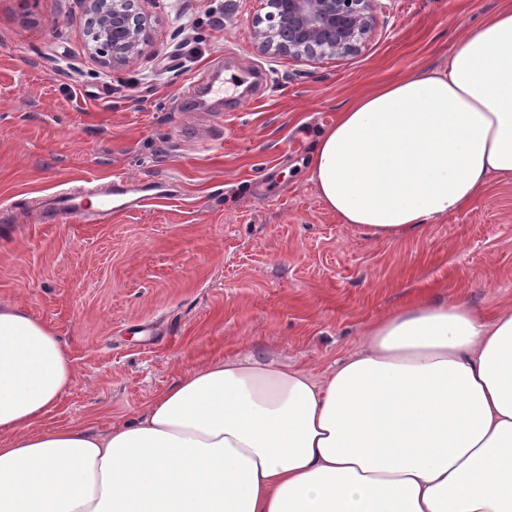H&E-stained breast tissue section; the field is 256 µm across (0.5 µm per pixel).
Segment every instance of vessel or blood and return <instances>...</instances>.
I'll return each instance as SVG.
<instances>
[{
	"label": "vessel or blood",
	"mask_w": 512,
	"mask_h": 512,
	"mask_svg": "<svg viewBox=\"0 0 512 512\" xmlns=\"http://www.w3.org/2000/svg\"><path fill=\"white\" fill-rule=\"evenodd\" d=\"M174 192L171 181L158 179L136 183L125 177L108 182L97 194L95 208L86 205L85 193L63 189L54 194L47 204L52 216H74L86 223H97L102 219L134 210L144 201L170 197Z\"/></svg>",
	"instance_id": "b4317fda"
}]
</instances>
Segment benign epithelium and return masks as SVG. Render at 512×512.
Returning <instances> with one entry per match:
<instances>
[{
    "label": "benign epithelium",
    "instance_id": "benign-epithelium-1",
    "mask_svg": "<svg viewBox=\"0 0 512 512\" xmlns=\"http://www.w3.org/2000/svg\"><path fill=\"white\" fill-rule=\"evenodd\" d=\"M93 25V55L106 67L130 62L145 43L136 0H79ZM266 25L255 31L269 56H342L373 24L372 0H266Z\"/></svg>",
    "mask_w": 512,
    "mask_h": 512
}]
</instances>
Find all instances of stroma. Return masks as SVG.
I'll list each match as a JSON object with an SVG mask.
<instances>
[{"mask_svg":"<svg viewBox=\"0 0 512 512\" xmlns=\"http://www.w3.org/2000/svg\"><path fill=\"white\" fill-rule=\"evenodd\" d=\"M157 0L128 65L91 55L78 0H0V302L48 325L77 368L46 426L106 430L183 374L249 349L325 368L419 300L512 305V183L380 244L321 202L307 161L355 96L448 64L512 0H375L357 52L261 53L264 0ZM223 68L197 108L190 78ZM167 178L179 194L99 224L48 220L64 187Z\"/></svg>","mask_w":512,"mask_h":512,"instance_id":"35a3bbf8","label":"stroma"}]
</instances>
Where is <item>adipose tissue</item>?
Listing matches in <instances>:
<instances>
[{
	"mask_svg": "<svg viewBox=\"0 0 512 512\" xmlns=\"http://www.w3.org/2000/svg\"><path fill=\"white\" fill-rule=\"evenodd\" d=\"M512 182V6L446 68L356 96L309 180L349 229L422 233ZM77 369L0 306V512H512V306L421 301L322 374L216 358L101 432L44 428Z\"/></svg>",
	"mask_w": 512,
	"mask_h": 512,
	"instance_id": "obj_1",
	"label": "adipose tissue"
}]
</instances>
